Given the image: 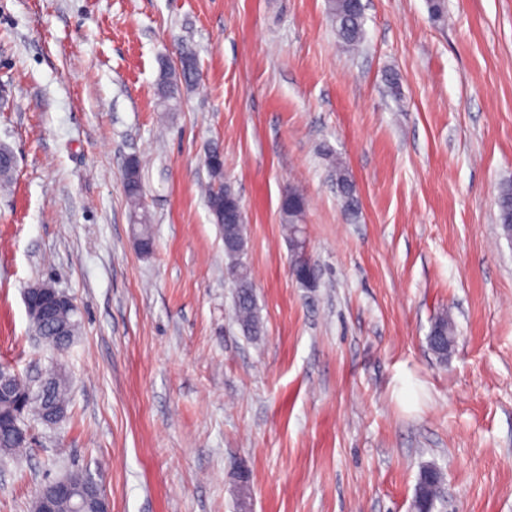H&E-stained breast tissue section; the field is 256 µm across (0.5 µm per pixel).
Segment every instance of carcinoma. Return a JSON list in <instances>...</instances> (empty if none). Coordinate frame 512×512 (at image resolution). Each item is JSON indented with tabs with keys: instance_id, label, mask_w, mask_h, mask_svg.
Segmentation results:
<instances>
[{
	"instance_id": "carcinoma-1",
	"label": "carcinoma",
	"mask_w": 512,
	"mask_h": 512,
	"mask_svg": "<svg viewBox=\"0 0 512 512\" xmlns=\"http://www.w3.org/2000/svg\"><path fill=\"white\" fill-rule=\"evenodd\" d=\"M328 12L335 25L336 36L349 50L357 49L364 40L363 10L356 7L353 0H328ZM181 69L178 72L164 70L158 81V96L160 104L170 110L177 102L180 94L179 85L190 86L197 76V62L190 53L180 56ZM336 180V190L341 198L343 207L348 212H354L359 207V198L355 184L348 170L338 160L331 164ZM224 170H210L213 182L207 185L206 198L209 211L214 223L225 226V234L242 237L245 234V217L235 210H227L224 206V195L229 193V186L221 183ZM125 192L130 207L137 211L142 205V175L138 160L133 159L126 171ZM285 196L294 201V205L281 208L284 224L291 233H296V226L302 220L306 209V198L302 191L291 187ZM498 222L503 232L512 230V182L503 183L498 191ZM235 288V313L239 324L247 333L258 336L262 332V323L257 314L254 297V287L250 271L244 262L230 269ZM76 309L64 308L58 311L54 318L38 321L37 331L46 337V346L52 350H64L74 339L77 330L75 320ZM454 331L448 313L442 312L434 320L429 336L428 345L440 359L448 356V350L438 343V335ZM68 379L56 375V380L47 390L35 380L14 375L12 398L0 402V412L13 416L14 423L5 425L0 420V456L7 457L20 450L23 443L16 439L17 428H29L30 418L43 420L44 404L48 401L61 407H68ZM415 492V509L418 512H433L442 485V474L428 467L421 471Z\"/></svg>"
}]
</instances>
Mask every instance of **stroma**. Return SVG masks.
Segmentation results:
<instances>
[{
    "instance_id": "obj_1",
    "label": "stroma",
    "mask_w": 512,
    "mask_h": 512,
    "mask_svg": "<svg viewBox=\"0 0 512 512\" xmlns=\"http://www.w3.org/2000/svg\"><path fill=\"white\" fill-rule=\"evenodd\" d=\"M345 52L326 0H0V364L69 379L57 424L0 461V512L84 470L110 512H512V0H362ZM199 65L176 111L162 66ZM397 91H390L388 76ZM246 217L263 323L235 319L204 163ZM360 206L346 213L330 156ZM142 164L150 254L135 245L128 158ZM319 272H290L281 198ZM78 311L70 349L29 335L25 288ZM449 312L447 359L430 350ZM249 476L241 491L239 475ZM498 222L504 233L512 229V182H504L498 191ZM294 201L291 207L281 206V216L284 224L289 227L293 237L291 238L292 246L295 245L296 226L302 220L306 209V198L302 191L297 187H290L284 194ZM449 332H454V327L450 319L448 318V312H442L434 320L429 336H427L428 345L432 352L440 359L447 358L448 351L454 346L455 336H448ZM440 333L448 336V350L442 348L438 343V336ZM424 476L426 480L422 483ZM441 485L442 474L438 469L428 467L421 471L415 492V509L432 512L439 497Z\"/></svg>"
}]
</instances>
